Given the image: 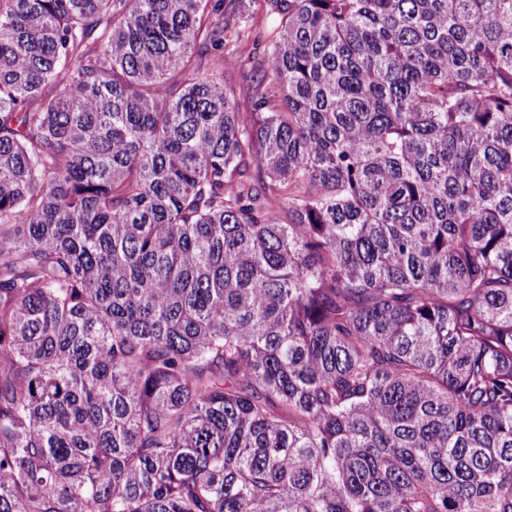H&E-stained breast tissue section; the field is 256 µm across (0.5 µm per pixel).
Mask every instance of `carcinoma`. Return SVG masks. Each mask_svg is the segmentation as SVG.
<instances>
[{"instance_id": "obj_1", "label": "carcinoma", "mask_w": 512, "mask_h": 512, "mask_svg": "<svg viewBox=\"0 0 512 512\" xmlns=\"http://www.w3.org/2000/svg\"><path fill=\"white\" fill-rule=\"evenodd\" d=\"M264 2L0 0V512H512V0ZM250 69L243 64H237L228 57L224 59V82L233 86L236 93V103L242 112H249L252 105V82Z\"/></svg>"}]
</instances>
